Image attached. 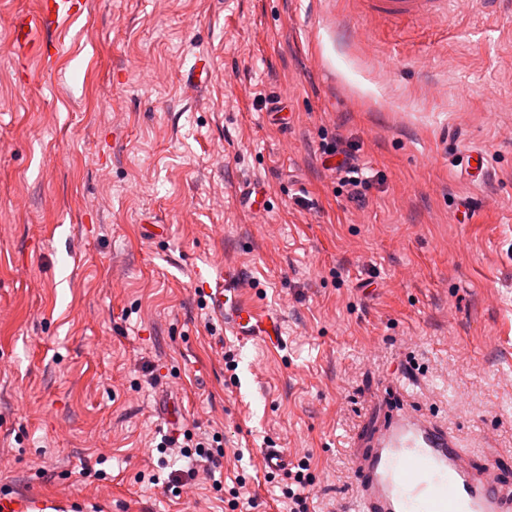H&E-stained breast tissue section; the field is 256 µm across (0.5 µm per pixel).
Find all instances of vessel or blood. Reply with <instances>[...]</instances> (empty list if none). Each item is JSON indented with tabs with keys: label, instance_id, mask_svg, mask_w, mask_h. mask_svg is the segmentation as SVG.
Returning a JSON list of instances; mask_svg holds the SVG:
<instances>
[{
	"label": "vessel or blood",
	"instance_id": "obj_1",
	"mask_svg": "<svg viewBox=\"0 0 512 512\" xmlns=\"http://www.w3.org/2000/svg\"><path fill=\"white\" fill-rule=\"evenodd\" d=\"M367 18L411 19L428 23L447 16L449 0H363ZM88 0H41L35 14L13 30L17 54L33 49L36 34L82 16ZM210 313L240 344L281 346L280 315L265 310L241 293L234 268L196 272ZM360 512H512V491L495 465L474 470L449 441L447 431L429 416L407 410L384 419L367 452L355 463Z\"/></svg>",
	"mask_w": 512,
	"mask_h": 512
}]
</instances>
